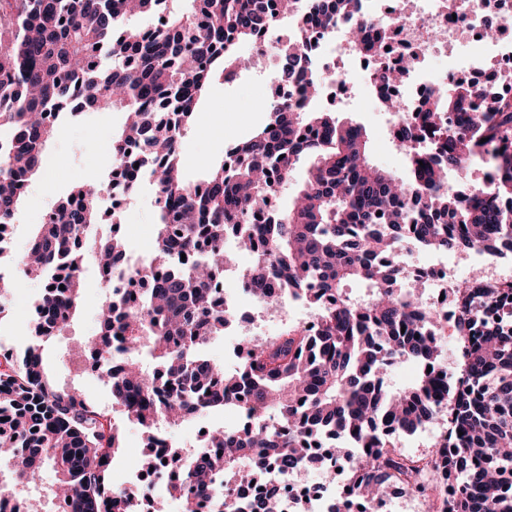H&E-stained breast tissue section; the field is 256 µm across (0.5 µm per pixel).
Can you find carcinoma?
<instances>
[{
    "instance_id": "cac0c4a2",
    "label": "carcinoma",
    "mask_w": 512,
    "mask_h": 512,
    "mask_svg": "<svg viewBox=\"0 0 512 512\" xmlns=\"http://www.w3.org/2000/svg\"><path fill=\"white\" fill-rule=\"evenodd\" d=\"M170 2L0 0V225L13 223L56 126L120 107L129 121L112 140V155L120 161L141 142V170L122 177L130 196L144 179L156 188L155 252L147 264L130 261L114 231L94 243L100 278L110 285L117 276L165 271L135 310L107 294L100 333L75 352L77 360L100 358V378L112 389V409L103 410L79 387L56 385L43 343L70 325L82 299V246L103 221L97 202L107 183L72 187L56 207L58 221L37 225L28 251L12 259L44 283V294L36 341L0 361V449L11 450L0 456V512L12 485L39 487L49 465L57 479L45 496L71 499V512H143L149 485L112 486L119 417L147 433L142 469L163 465L175 476L168 494L183 512H198L211 498L220 512H279L277 498L250 506L241 493L266 477L288 480L327 434L369 447L352 464L346 491L354 498H382L394 485L437 497L454 487L450 512H512V282L490 286L477 274L455 283L459 371H425L403 392L385 381L404 360L427 367L442 358L423 324V281L401 270L404 253L412 246L512 252V102L495 100L463 128L447 129L430 159L404 135L409 175L399 179L371 162L363 127L304 106L315 99L319 76L301 26L280 48L277 73L296 85L300 104L267 100L265 124L235 144L201 190L179 174L183 132L211 81L243 68L239 43L276 19L263 0H194L196 8L181 15ZM312 6L329 27L356 3ZM144 13L165 18L148 39L127 24ZM472 93L461 83L437 88L424 120L443 128L444 117L436 123L433 114L460 111ZM49 109L58 113L54 125L43 120ZM305 126L315 128L313 138L301 139ZM303 155L313 164L281 220L247 223L245 212L268 206ZM474 160L490 168L487 184L471 186L466 198L445 188L447 174ZM227 232L254 256L246 291L291 292L319 318L314 335L297 324L277 336L243 338L246 356L233 369L201 354L227 324L213 291L224 278ZM355 282L364 295L352 294ZM440 391L444 413L431 405ZM226 406L248 424L209 428L193 449L156 447L167 429ZM431 424L447 430L441 454L403 456L396 436Z\"/></svg>"
}]
</instances>
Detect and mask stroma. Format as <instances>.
I'll return each mask as SVG.
<instances>
[{"mask_svg":"<svg viewBox=\"0 0 512 512\" xmlns=\"http://www.w3.org/2000/svg\"><path fill=\"white\" fill-rule=\"evenodd\" d=\"M262 70H254L242 78L218 79L208 88L199 102L193 122L181 142V163L185 179L199 181L210 169L224 160V142L233 137L241 142L261 127L267 114L266 99L258 90L264 83ZM341 121L362 125L372 146L371 158L379 168L403 177L408 173L405 155L388 142L383 128L385 115L373 111L365 96H341L335 110ZM122 111H87L72 118L57 129L48 144L47 154L58 159L53 170H41L32 178L28 193L18 211L11 230L9 250L21 255L45 208L56 206L75 184L107 180L115 161L112 140L124 125ZM155 208L150 192L140 191L121 208V233L130 253L148 257L154 252ZM10 273L16 283L7 316L0 321V343L9 348L24 350L29 342L28 309L42 292L40 282L22 276L18 268ZM84 295L71 325L45 345V354L55 382L63 387L79 385L90 402L102 409L112 407V392L97 376L80 373L68 355L69 347L77 341L97 335L100 326L98 308L105 288L92 261H85Z\"/></svg>","mask_w":512,"mask_h":512,"instance_id":"35a3bbf8","label":"stroma"}]
</instances>
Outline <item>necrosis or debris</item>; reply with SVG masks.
I'll return each mask as SVG.
<instances>
[{"label": "necrosis or debris", "instance_id": "necrosis-or-debris-1", "mask_svg": "<svg viewBox=\"0 0 512 512\" xmlns=\"http://www.w3.org/2000/svg\"><path fill=\"white\" fill-rule=\"evenodd\" d=\"M362 12L337 20L323 28L305 26L313 40L311 64L322 77L323 91L345 85L346 61L361 59L370 73L364 91L377 111L388 114L386 136L396 139L409 128L417 133V147L428 156L436 152L432 138L421 131V107L432 90L449 80L466 82L474 95L466 111L481 112L488 96L512 101V0H361ZM363 27L375 53L364 52L352 33ZM495 30L487 38V30ZM385 66L403 70L400 81L382 85L375 77ZM396 99L398 110L385 109L386 98ZM406 274L423 275L428 310L426 331L435 336L455 330L445 300L455 299L454 274L441 263L409 266ZM306 503L310 512H359L356 502L336 493L326 483L313 482L308 471L292 476L280 494L281 512H292L297 503Z\"/></svg>", "mask_w": 512, "mask_h": 512}]
</instances>
